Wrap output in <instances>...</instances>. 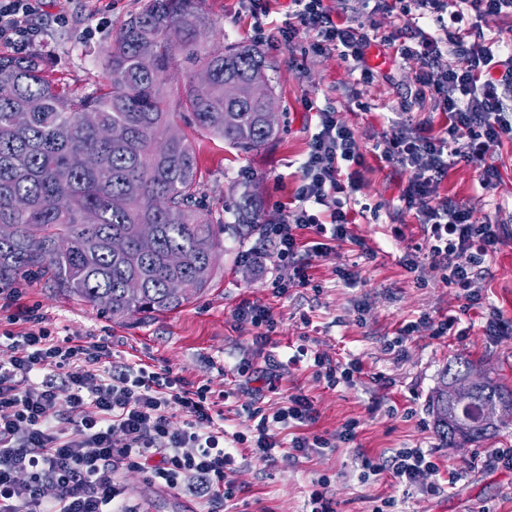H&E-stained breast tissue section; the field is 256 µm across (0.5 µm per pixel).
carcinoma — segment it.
I'll return each instance as SVG.
<instances>
[{
  "mask_svg": "<svg viewBox=\"0 0 512 512\" xmlns=\"http://www.w3.org/2000/svg\"><path fill=\"white\" fill-rule=\"evenodd\" d=\"M200 2L146 0L104 49L105 83L87 95L59 88L38 56L0 55V225L11 228L0 236V283L47 274L114 320L165 314L209 286L222 236L241 243L257 230L245 204L224 223L201 207L198 159L165 94L181 60V108L199 129L242 152L279 133L267 120L264 58L244 43L211 45ZM145 44L154 48L149 70L139 60ZM115 237L126 251H112ZM173 251L184 256L178 267L168 263ZM495 402L511 404L512 390L490 377L457 401L431 396L438 435L454 447L481 441L495 430L483 416Z\"/></svg>",
  "mask_w": 512,
  "mask_h": 512,
  "instance_id": "1",
  "label": "carcinoma"
}]
</instances>
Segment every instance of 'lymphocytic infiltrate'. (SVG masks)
I'll list each match as a JSON object with an SVG mask.
<instances>
[{"label":"lymphocytic infiltrate","instance_id":"obj_1","mask_svg":"<svg viewBox=\"0 0 512 512\" xmlns=\"http://www.w3.org/2000/svg\"><path fill=\"white\" fill-rule=\"evenodd\" d=\"M413 16L401 32L400 56L419 61L416 82L448 126L440 134L413 124L407 108L394 111L396 136L380 157L409 171L399 197L425 227L423 243L412 247L402 265L411 273L422 262L442 270L443 279L464 302L481 307L472 289L488 259L503 241L499 221L471 220L469 202L441 195L439 186L456 162L471 165L477 190L497 189L501 172L489 156L503 138L512 139V44L486 37L477 21L487 15L512 16V0H398ZM44 0H0V46L25 53L38 35L35 24ZM289 22L280 41L292 47L298 30L312 33L303 55L333 53L350 60L362 82L374 80L367 61L370 35L351 21H334L325 0H290ZM447 69H439L440 57ZM318 130L298 167L296 204L286 220L268 225L275 260L286 271L273 291L285 295L290 284L310 283L308 270L352 241V216L341 199L354 188L343 162L354 158V133L334 109L318 112ZM309 231L301 239V231ZM236 321L250 327L252 343L264 348L277 329L270 307L243 301ZM264 367L244 358L230 370V388L214 390L175 374L164 365L115 362L112 343L102 336L76 341L42 329L0 333V512H137L122 480L128 471L174 493H186L225 512L238 504L244 489L235 475L245 462L267 467L336 453L339 444L357 438L359 423L347 421L335 440L311 432L319 413L303 388L280 390L281 364L313 369L327 387L355 386L362 366L350 356L330 357L301 344L287 361L265 355ZM263 382L277 395L275 407L263 398L245 405V430L227 431L224 404L241 382ZM66 410H59V403ZM180 425H173V415ZM289 438H281V431ZM368 474L386 475L417 486L425 475H438L430 453L396 448L379 459L362 457Z\"/></svg>","mask_w":512,"mask_h":512}]
</instances>
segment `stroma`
I'll use <instances>...</instances> for the list:
<instances>
[{"mask_svg": "<svg viewBox=\"0 0 512 512\" xmlns=\"http://www.w3.org/2000/svg\"><path fill=\"white\" fill-rule=\"evenodd\" d=\"M142 6V0H48L37 20L41 36L31 52L44 57L67 90L92 91L104 77L103 49L120 22ZM202 8L216 40L252 43L254 18L241 0H204ZM61 14L66 23H57ZM259 50L268 64L281 124L275 139L244 153L197 130L187 113L175 117L199 159L203 206L221 216L247 188L256 198L258 222H277L282 205L299 185L297 167L316 131L314 111L332 107L354 131L361 181L350 200L368 210L356 216L350 229L363 239V246L347 243L335 254L314 260L311 286H295L278 296L272 282L285 271L274 263L273 244L263 230L240 244L225 240L209 288L179 310L156 317L112 319L45 278L13 283L8 294H0V305L9 301L16 307L38 308L42 324L22 321L20 331L34 332L43 325L73 338L107 336L116 358L150 357L155 364L170 366L193 381H210L220 390L224 379L210 367L209 358L231 365L252 350L251 333L234 322V309L244 300L266 304L278 320L267 353L283 356L289 345L305 337L322 352L344 350L358 358L365 377L357 387L332 391L311 371L281 367L283 387L299 385L313 397L319 412L316 433L333 438L347 420L355 419L358 437L353 447L329 456L271 468L254 463L239 470L236 480L246 490L245 512H307V486L324 474L331 478L328 494L339 501L342 512H372L381 499L393 500L396 512H512V469L481 465L485 449L512 448V421L504 420L481 442L451 448L439 439L429 412V398L442 372L461 361L512 390V336L490 340L480 311H463L462 300L437 268L425 266L418 277L400 264L424 233L415 213L399 200L408 172L381 160L378 146L396 134L387 115L415 89L416 60L401 59L391 45L371 47L369 62L380 76L367 84L358 82L349 62L336 54L311 56L299 66L294 52L284 46L263 43ZM352 85L368 111L347 103L345 92ZM492 160L503 176L494 197L478 196L476 173L464 162L449 169L440 191L469 200L474 222L505 221L504 242L473 289L484 304L512 318V140L503 139L493 148ZM344 268L355 274V283L340 278ZM422 314L459 316L467 334L436 339L423 329L409 337L404 358H395L386 349L387 339L402 323ZM305 317L310 320L306 326L301 323ZM404 445L432 450L440 471L460 466L462 477L455 488L432 496L425 490L434 481L430 475L422 486L412 488L365 477L360 455L380 457ZM123 480L143 512H181V495L161 490L146 475L131 473Z\"/></svg>", "mask_w": 512, "mask_h": 512, "instance_id": "stroma-1", "label": "stroma"}]
</instances>
